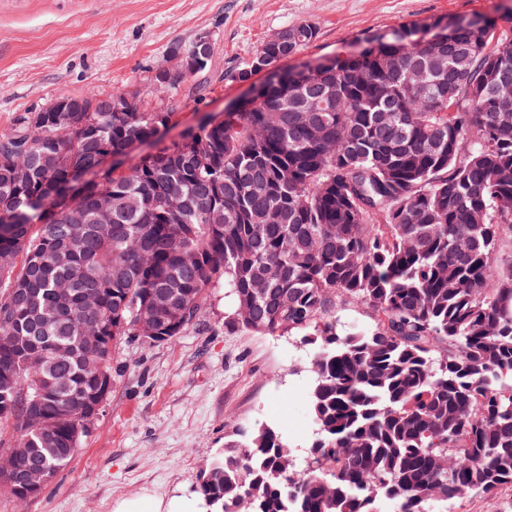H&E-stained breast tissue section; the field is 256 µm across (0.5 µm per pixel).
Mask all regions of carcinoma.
<instances>
[{
	"mask_svg": "<svg viewBox=\"0 0 512 512\" xmlns=\"http://www.w3.org/2000/svg\"><path fill=\"white\" fill-rule=\"evenodd\" d=\"M460 20L419 92L416 26L336 59L323 79L288 73L242 112L200 122L125 171L102 157L162 141L175 113L105 94L62 95L78 112H29L0 133V452L62 470L86 431L60 418L91 393V368L138 335L160 293V342L198 324L224 288V331L314 346L315 433L306 467L272 427L225 443L197 483L201 512H429L432 502L512 488V109L483 92L512 79V33ZM298 51L316 38L295 26ZM313 141L298 109L321 98ZM457 89L473 111L450 112ZM35 123L38 135L24 134ZM83 181V204L68 202ZM112 199L109 213L98 199ZM363 310L370 324L340 313ZM59 350L51 363L38 356ZM57 421L44 436L23 422Z\"/></svg>",
	"mask_w": 512,
	"mask_h": 512,
	"instance_id": "cac0c4a2",
	"label": "carcinoma"
}]
</instances>
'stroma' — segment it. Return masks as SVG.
I'll list each match as a JSON object with an SVG mask.
<instances>
[{
	"label": "stroma",
	"instance_id": "1",
	"mask_svg": "<svg viewBox=\"0 0 512 512\" xmlns=\"http://www.w3.org/2000/svg\"><path fill=\"white\" fill-rule=\"evenodd\" d=\"M487 16L512 28V0H0V131L61 95L120 90L175 113L167 141L243 98L237 75L266 37L315 26L299 65L354 53L361 38L402 23ZM213 37L208 68L157 96L152 76L172 43ZM310 346L298 338L224 330L212 289L197 326L173 342L131 337L112 352V391L70 464L26 505L0 493V512H111L151 493L190 499L227 436L276 427L306 463L315 427Z\"/></svg>",
	"mask_w": 512,
	"mask_h": 512
}]
</instances>
